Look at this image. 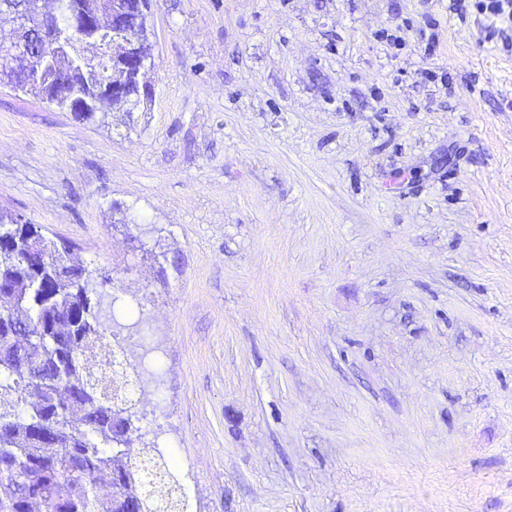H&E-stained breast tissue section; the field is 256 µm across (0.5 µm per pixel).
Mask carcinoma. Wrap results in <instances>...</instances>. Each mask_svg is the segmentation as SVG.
Returning <instances> with one entry per match:
<instances>
[{"mask_svg": "<svg viewBox=\"0 0 512 512\" xmlns=\"http://www.w3.org/2000/svg\"><path fill=\"white\" fill-rule=\"evenodd\" d=\"M149 14L132 26L153 49ZM14 274L15 287L0 288L10 307L9 340L0 333V512H117L115 494L130 512L182 509L180 483L167 463L143 446L122 441L123 423L112 397L100 388L90 345L108 339L89 284L94 272L42 234L38 224H0V277ZM39 325L60 345L37 350L24 342ZM43 359L32 377L23 356Z\"/></svg>", "mask_w": 512, "mask_h": 512, "instance_id": "obj_1", "label": "carcinoma"}]
</instances>
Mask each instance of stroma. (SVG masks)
<instances>
[{"label": "stroma", "mask_w": 512, "mask_h": 512, "mask_svg": "<svg viewBox=\"0 0 512 512\" xmlns=\"http://www.w3.org/2000/svg\"><path fill=\"white\" fill-rule=\"evenodd\" d=\"M150 20L132 115L0 85V210L120 271L96 294L141 307L139 432L187 512H512V25L450 0Z\"/></svg>", "instance_id": "obj_1"}]
</instances>
